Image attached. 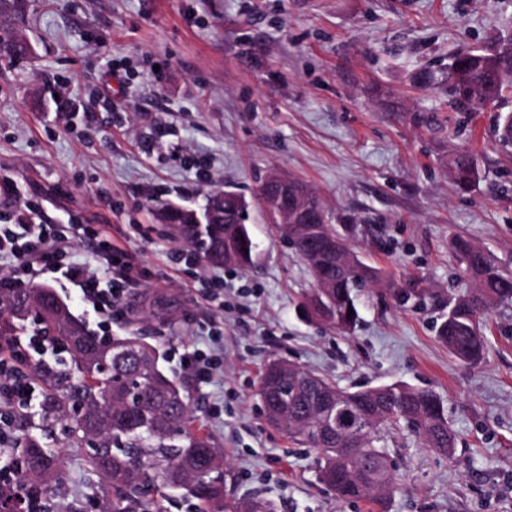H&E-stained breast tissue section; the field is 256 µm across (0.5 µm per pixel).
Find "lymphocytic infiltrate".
<instances>
[{
  "mask_svg": "<svg viewBox=\"0 0 512 512\" xmlns=\"http://www.w3.org/2000/svg\"><path fill=\"white\" fill-rule=\"evenodd\" d=\"M73 238L94 241L92 261L73 260L68 252ZM2 258L9 259L12 268L0 276V296L35 280L49 283L65 297L76 300L105 336L124 315V301L134 283L132 256L114 245L97 225H72L66 237L54 224H26L19 230L11 224H0ZM49 344L48 337L27 331L14 338L13 352L0 355V397L5 398L6 408L27 409L33 401L30 382L16 374L18 351L34 353L43 361L50 354ZM6 408H0V488L15 486L18 476L12 452L16 442L6 430Z\"/></svg>",
  "mask_w": 512,
  "mask_h": 512,
  "instance_id": "1",
  "label": "lymphocytic infiltrate"
}]
</instances>
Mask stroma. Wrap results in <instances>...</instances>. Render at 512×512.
I'll use <instances>...</instances> for the list:
<instances>
[{"instance_id":"35a3bbf8","label":"stroma","mask_w":512,"mask_h":512,"mask_svg":"<svg viewBox=\"0 0 512 512\" xmlns=\"http://www.w3.org/2000/svg\"><path fill=\"white\" fill-rule=\"evenodd\" d=\"M31 53L0 66V218L25 207L43 224H99L129 251L138 283L112 333L157 347L186 387L198 424L224 453V499L276 512H374L338 501L313 451L265 419L259 383L282 358L339 387L404 382L437 394L457 437L447 458L399 424L381 434L394 488L384 512H512V306L486 321L487 351L467 364L433 322L467 293L451 250L461 235L512 267V161L475 112L457 138L416 124L449 117L443 87L413 82L467 46L512 37V0H28L12 31ZM474 152L480 182L448 175L449 145ZM306 181L343 238L383 284L356 297L361 321L340 334L300 316L307 265L250 207L253 262L174 266L182 240L165 203L202 209L215 191L253 198L270 172ZM224 278L216 306L199 282ZM432 289L421 311L386 282ZM202 349L209 377L174 351ZM13 437L58 453L63 479L44 512H112L116 493L42 411L13 413Z\"/></svg>"}]
</instances>
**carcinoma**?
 <instances>
[{"mask_svg":"<svg viewBox=\"0 0 512 512\" xmlns=\"http://www.w3.org/2000/svg\"><path fill=\"white\" fill-rule=\"evenodd\" d=\"M22 0H0V28L20 12ZM31 52L24 37L0 43V60L7 63ZM445 84L448 107L456 112L499 110L506 93L512 91V39L491 48H471L456 54L448 63ZM498 145L512 151V113L499 117L495 126ZM448 174L463 189L480 180L476 155L459 149L448 151ZM256 199L260 207L275 209L288 202L289 222L302 225L299 236L288 240L295 253L317 279V286L299 300L302 314L327 323L339 333L352 332L359 322L354 291L380 281V271L355 259L351 268L343 264L346 242L331 224V217L316 193L304 182L290 178L283 190L259 181ZM201 214L182 205L165 204L162 218L178 225L182 239L214 266L245 267L252 261L253 241L244 212L231 213L219 193L209 195ZM459 269L472 282L469 291L452 300L448 312L435 323L436 335L458 359L477 364L484 356L485 318L496 307L512 304V269L498 264L483 247L458 236L451 241ZM402 305H421L426 290L415 283L396 288ZM57 301V316L39 320L44 334L54 338L69 354L71 368L56 372L44 365L32 367L46 389L45 414L63 423L73 447L95 440L89 462L93 469L121 492L112 512H135L143 498L164 491L178 492L198 502L200 512H275L264 500L223 503V457L211 438L195 423L184 390L159 368L156 347L132 332L122 338L103 340L89 333L58 300L50 288H21L0 300V335H16L30 319L29 304L43 295ZM354 314H348V310ZM112 352L107 369L101 370L86 358L89 347ZM313 379L288 383V402L280 392L281 375L268 365L260 380V397L274 414L305 418L318 411L323 390L333 383L303 369ZM386 414L361 448L336 456V440L314 433L299 434L270 426L288 434L294 442L316 452L319 479L341 501L363 499L383 505L384 498L370 496L374 486L392 483L388 458L378 431L404 422L422 437L425 445L445 456L454 455L456 435L442 402L433 393L406 383L383 385L377 395ZM19 483L38 490L62 479L59 457L30 436L21 438Z\"/></svg>","mask_w":512,"mask_h":512,"instance_id":"obj_1","label":"carcinoma"}]
</instances>
